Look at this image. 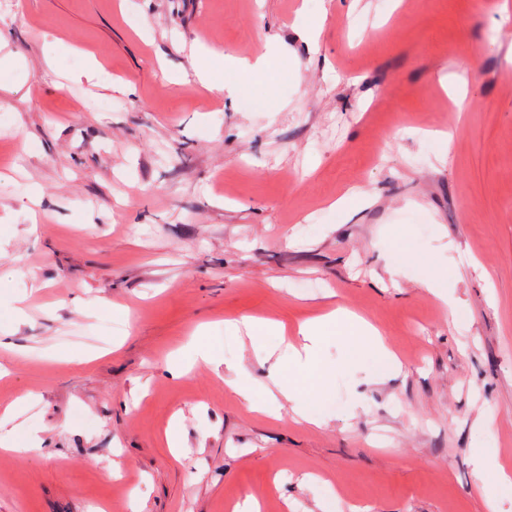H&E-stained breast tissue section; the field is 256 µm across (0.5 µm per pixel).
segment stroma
I'll use <instances>...</instances> for the list:
<instances>
[{"mask_svg":"<svg viewBox=\"0 0 512 512\" xmlns=\"http://www.w3.org/2000/svg\"><path fill=\"white\" fill-rule=\"evenodd\" d=\"M0 20L30 91L0 96V410L30 395L13 425L42 439L0 450V512H231L249 495L261 512H487L477 444L512 473V0H0ZM56 39L73 50L49 66ZM200 44L285 57L221 97L186 81ZM461 72L459 111L440 80ZM272 86L286 109L251 105ZM353 190L368 206L330 211ZM338 306L401 373L350 361L329 328L300 372L326 376L325 425L247 411L238 369L264 383L288 353L225 320L294 328ZM201 334L221 364L171 377Z\"/></svg>","mask_w":512,"mask_h":512,"instance_id":"stroma-1","label":"stroma"}]
</instances>
